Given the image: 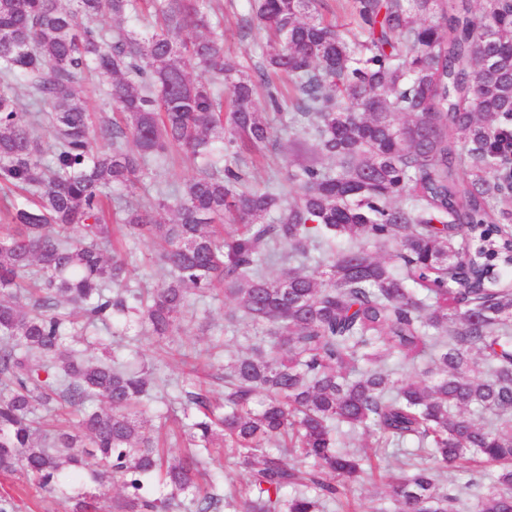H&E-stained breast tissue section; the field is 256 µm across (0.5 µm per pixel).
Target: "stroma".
Here are the masks:
<instances>
[{
	"instance_id": "1",
	"label": "stroma",
	"mask_w": 512,
	"mask_h": 512,
	"mask_svg": "<svg viewBox=\"0 0 512 512\" xmlns=\"http://www.w3.org/2000/svg\"><path fill=\"white\" fill-rule=\"evenodd\" d=\"M249 13V0H224L225 51L251 66L262 60L267 40L262 30L245 28L244 20ZM164 248V243L157 239H123L122 252L132 272L131 286L154 288L167 278L168 271L158 260ZM235 309L234 301L219 288L206 296L192 297L191 308L173 345L196 356L197 367L193 370L184 366L178 355L161 351L151 337L143 335L134 325L112 328L101 325L92 335L73 333L67 343L81 350L87 359L102 357L103 347L108 344L118 359L150 365L159 383L146 403L152 434L166 453L178 455L185 450L181 437L175 433L178 421L185 414V392L203 388L209 391L213 402H222L225 359L251 344L256 335L249 322L235 318ZM397 465L396 458L380 459L379 473L350 489L347 498L351 507L357 512H394L393 503L384 495L380 473ZM1 497L11 499L16 512H70L71 508L60 493L31 487L16 474L0 473Z\"/></svg>"
}]
</instances>
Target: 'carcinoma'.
I'll return each instance as SVG.
<instances>
[{
	"instance_id": "cac0c4a2",
	"label": "carcinoma",
	"mask_w": 512,
	"mask_h": 512,
	"mask_svg": "<svg viewBox=\"0 0 512 512\" xmlns=\"http://www.w3.org/2000/svg\"><path fill=\"white\" fill-rule=\"evenodd\" d=\"M63 2L0 0V182L27 193L0 235V472L54 491L90 464L98 486L120 483L118 512H172L186 492L194 512H324L363 472L345 447L362 430L409 456L386 483L398 512H512V0L480 16L470 0H352L345 32L317 0H254L269 50L252 74L224 56L220 5ZM144 9L150 35L109 36ZM192 63L208 81H191ZM91 73L112 78L123 122L94 121ZM273 75L292 82L291 105ZM259 85L291 109L292 133L263 189L247 154L278 153L281 137ZM97 137L112 149L93 151ZM176 149L196 174L174 203L140 202L144 171ZM116 224L165 241L159 287L131 288L120 252L105 254ZM216 285L263 336L224 365V403L185 393L190 448L170 457L143 432L151 375L78 358L62 305L88 328L136 323L162 348L191 291ZM391 359L416 377L394 378ZM41 409L78 431L39 429ZM215 447L250 474L227 495L200 485ZM478 462L498 474L467 484L471 507L441 473Z\"/></svg>"
}]
</instances>
